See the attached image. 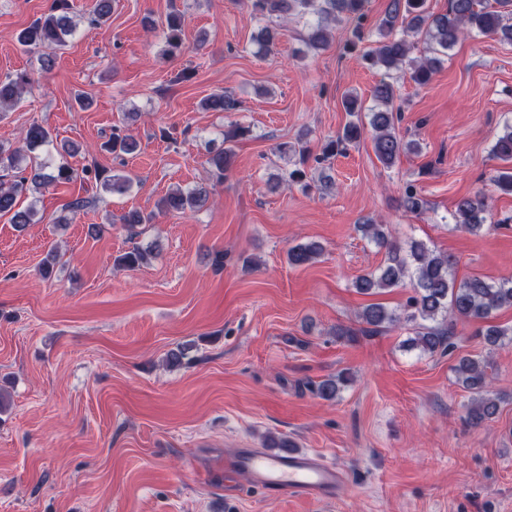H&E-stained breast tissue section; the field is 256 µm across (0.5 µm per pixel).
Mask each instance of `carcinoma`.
<instances>
[{"label":"carcinoma","mask_w":512,"mask_h":512,"mask_svg":"<svg viewBox=\"0 0 512 512\" xmlns=\"http://www.w3.org/2000/svg\"><path fill=\"white\" fill-rule=\"evenodd\" d=\"M253 18L264 22L254 38L258 52L268 54L276 44L278 28L273 18L290 15L311 17L304 35V44L309 51L324 49L329 42L331 24L354 25L353 39L348 49L354 52L362 42L361 25L364 19L366 0H249ZM495 10L484 0H448V10L432 14L426 0H391L386 17L379 26L380 39L369 50L361 54V60L370 68L384 71V78L375 86L373 98L375 108L369 112L377 159L386 167L394 165L403 154L421 152V145L406 140L397 131L400 109L394 106L396 89L394 75L401 73L419 86L427 85L440 67L441 56L448 53L467 34L494 36L512 42V0H495ZM114 0H96L94 25L103 24L112 15ZM69 0H53L49 13L36 19L21 30L18 43L29 49L42 46H63L74 31L69 17ZM183 15L172 10L166 20L163 36L167 52L173 54L183 49ZM425 34L430 55L415 59L410 57L414 49L412 38ZM34 78L27 72L0 79V112L14 105L22 93L33 87ZM241 102L231 95L213 93L202 102L203 108L213 112H234ZM365 132L362 120L345 124L336 138L327 140L321 148L322 156L331 158L347 146L360 141ZM250 134V128L233 125L224 131L225 146L213 152L208 163L215 180L224 181L233 164V143ZM22 146L11 149L0 144V216H10V222L18 228L33 223V208H23L20 197L28 185L49 187L70 182L79 176L94 179L112 194L124 195L132 187L127 176H109L103 170L84 167L73 168L68 161L50 167L38 161L35 151L51 142L50 132L38 123L28 126L21 138ZM138 142L121 128L112 129V136L103 143V149L116 155H133L138 151ZM280 156L288 153L299 156V166L289 171L288 180L301 182L306 177L304 165L308 162V148L281 144ZM492 154L512 163V122L504 126V133L492 147ZM207 198L206 189L171 188L157 203L160 211L184 213L202 207ZM404 208L412 214L425 210L426 202L417 188L409 184L404 189ZM486 204L478 198L466 197L456 205L455 226L476 234L484 227ZM363 234L377 245L388 249V261L378 269L356 278L354 286L361 294H373L385 288H393L410 282L414 295L408 302L409 312L402 316L380 303L363 308L361 322L369 330L395 325L401 321L418 324L416 336L410 339L414 346L424 352L441 355L454 352L449 325L455 320L483 322L492 313L504 306H512V276L489 281L472 276L460 282L454 276L456 260L453 256L436 253L419 241L410 242L403 250L391 240V231L386 224H375L369 220L357 225ZM323 248L317 243L299 244L288 249V263L293 267L309 264L321 255ZM150 251L135 247L122 254L117 262L128 268L148 261ZM431 325H425V322ZM488 345L501 347L512 344V327L488 325L478 330ZM489 361L485 357H462L454 367L457 383L471 393L467 420L471 425H480L496 418L500 410L499 401L491 396L487 379ZM347 381L345 375L321 381L316 392L324 399H333L339 384Z\"/></svg>","instance_id":"obj_1"}]
</instances>
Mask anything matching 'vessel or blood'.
Masks as SVG:
<instances>
[{
	"label": "vessel or blood",
	"mask_w": 512,
	"mask_h": 512,
	"mask_svg": "<svg viewBox=\"0 0 512 512\" xmlns=\"http://www.w3.org/2000/svg\"><path fill=\"white\" fill-rule=\"evenodd\" d=\"M224 470L244 476L250 488L266 496L297 497L314 502L338 499L347 480L340 466L301 451L272 453L241 448L225 458Z\"/></svg>",
	"instance_id": "b4317fda"
}]
</instances>
